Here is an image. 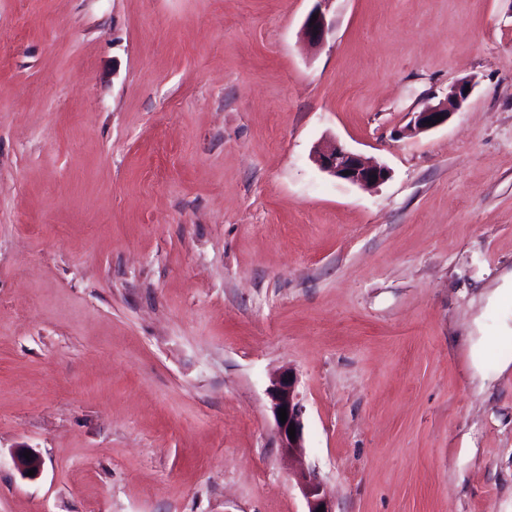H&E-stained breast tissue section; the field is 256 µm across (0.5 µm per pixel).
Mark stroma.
I'll list each match as a JSON object with an SVG mask.
<instances>
[{"label": "stroma", "mask_w": 512, "mask_h": 512, "mask_svg": "<svg viewBox=\"0 0 512 512\" xmlns=\"http://www.w3.org/2000/svg\"><path fill=\"white\" fill-rule=\"evenodd\" d=\"M315 4L0 0V512H512V0ZM312 15L317 16V20L312 19ZM314 20L313 24L310 21ZM329 25L326 17L319 6H316L307 16L301 31V36L309 44H321L329 33ZM466 85L470 86L468 92H465ZM474 85L475 82L472 78L462 80L453 85L445 98L436 105L427 106L421 112H416L412 123L413 131H428L448 122L450 115L458 111L468 99ZM437 116H440V119H437ZM427 121H431V125H428ZM312 158L323 171L353 184L373 186L387 176L385 167L366 164L360 156L336 143L317 147ZM345 171H348V175H345ZM268 395L271 400V408L276 425V438L278 448L290 455L303 448V407L296 392V380L288 371L282 373L272 381ZM279 408L287 409V420L281 423L278 415ZM290 423H294L295 439L291 441L288 435ZM297 483L306 499V512H317L320 506H324V512H335L333 504L324 487L314 471H303L297 476Z\"/></svg>", "instance_id": "obj_1"}]
</instances>
